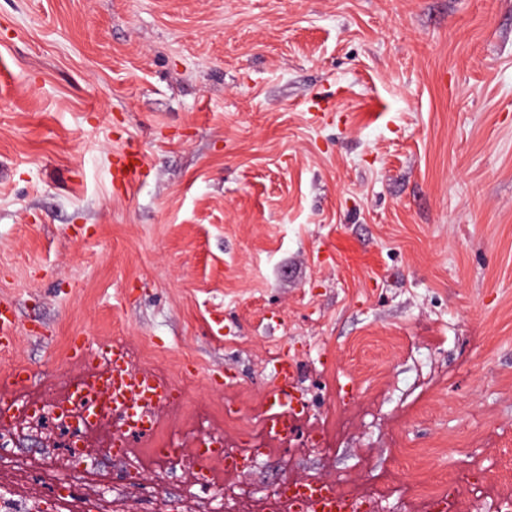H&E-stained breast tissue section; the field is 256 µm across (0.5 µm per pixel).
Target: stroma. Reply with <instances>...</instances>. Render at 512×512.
I'll list each match as a JSON object with an SVG mask.
<instances>
[{
    "label": "stroma",
    "mask_w": 512,
    "mask_h": 512,
    "mask_svg": "<svg viewBox=\"0 0 512 512\" xmlns=\"http://www.w3.org/2000/svg\"><path fill=\"white\" fill-rule=\"evenodd\" d=\"M2 298L0 376L32 373L15 395L91 371L74 339L124 342L177 384L175 457L199 434L247 448L274 358L295 361L307 419L217 471L231 512L286 477L488 506L512 489V0H0ZM113 429L58 512H212L190 467L120 485ZM8 455L1 486L16 460L73 468L47 437ZM146 165L137 153L117 156L112 163V180L124 187H131L143 176ZM16 321L13 314V306L9 301H0V347L8 348L15 339Z\"/></svg>",
    "instance_id": "35a3bbf8"
}]
</instances>
